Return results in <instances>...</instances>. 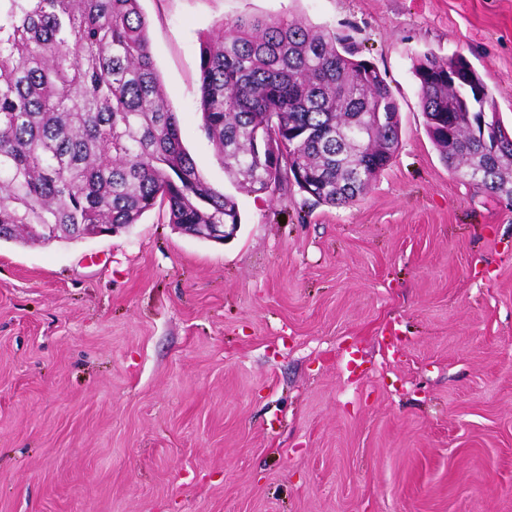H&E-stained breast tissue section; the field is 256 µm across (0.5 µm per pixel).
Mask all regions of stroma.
<instances>
[{
  "label": "stroma",
  "mask_w": 512,
  "mask_h": 512,
  "mask_svg": "<svg viewBox=\"0 0 512 512\" xmlns=\"http://www.w3.org/2000/svg\"><path fill=\"white\" fill-rule=\"evenodd\" d=\"M224 243L145 214L0 242V512H512V201L451 175L413 61L460 54L512 126V0H140ZM385 74L401 142L368 192L233 185L200 40L286 12Z\"/></svg>",
  "instance_id": "stroma-1"
}]
</instances>
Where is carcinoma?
I'll return each instance as SVG.
<instances>
[{
	"instance_id": "obj_1",
	"label": "carcinoma",
	"mask_w": 512,
	"mask_h": 512,
	"mask_svg": "<svg viewBox=\"0 0 512 512\" xmlns=\"http://www.w3.org/2000/svg\"><path fill=\"white\" fill-rule=\"evenodd\" d=\"M416 57L427 135L448 170L501 198L512 183V132L497 121L496 157L464 135L448 151V98L498 117L481 75L462 55ZM386 77L355 58L348 38L306 20L239 17L200 37L201 130L224 171L251 193L311 175L300 191L346 206L364 195L399 148L401 122ZM297 133L296 158L276 169L257 142ZM152 210L187 232L241 221L233 196L211 185L184 148L157 74L140 0H0V241L82 239L84 224H136Z\"/></svg>"
}]
</instances>
